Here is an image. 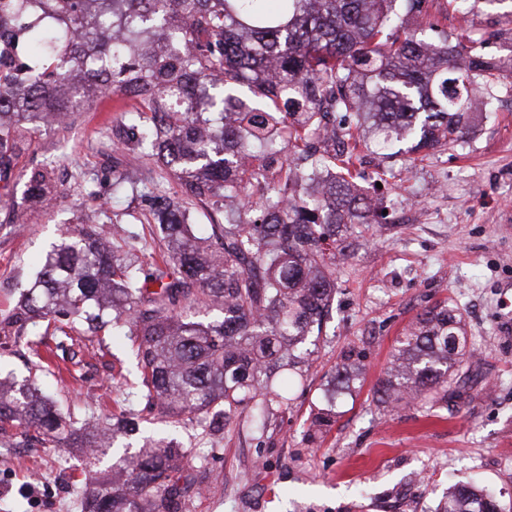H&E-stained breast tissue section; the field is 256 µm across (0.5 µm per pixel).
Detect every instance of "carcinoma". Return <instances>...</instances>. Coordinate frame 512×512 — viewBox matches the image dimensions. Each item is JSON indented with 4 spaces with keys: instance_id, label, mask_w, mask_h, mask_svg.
<instances>
[{
    "instance_id": "cac0c4a2",
    "label": "carcinoma",
    "mask_w": 512,
    "mask_h": 512,
    "mask_svg": "<svg viewBox=\"0 0 512 512\" xmlns=\"http://www.w3.org/2000/svg\"><path fill=\"white\" fill-rule=\"evenodd\" d=\"M0 0V180L20 132L64 121L114 93L138 107L112 126V192L140 200L157 223L162 262L139 261L142 237L121 242L83 224L46 252L39 279L0 326L46 323L74 340L80 326L132 342L137 395L164 429H227L247 412L267 429L307 371L336 291V247L353 224L387 216L355 181L361 145L384 158L463 147L480 107L503 93L504 64L441 28L436 15L497 9L505 0ZM70 85L83 99L62 93ZM342 112L347 126L329 125ZM294 151L284 155V144ZM143 154L178 186L122 168ZM262 195L253 200L252 188ZM27 193L47 199L34 170ZM204 204L208 236L192 207ZM470 352L459 310L418 314L375 394L389 404L448 402ZM361 355L345 351L326 384L333 405L356 389ZM334 416L313 414L309 437ZM80 425L34 383L0 380V442L32 430L89 459L120 430ZM185 454L159 434L93 482L75 479L83 512H176L173 474ZM439 512H506L492 491L448 488Z\"/></svg>"
}]
</instances>
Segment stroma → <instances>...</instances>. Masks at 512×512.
<instances>
[{
    "mask_svg": "<svg viewBox=\"0 0 512 512\" xmlns=\"http://www.w3.org/2000/svg\"><path fill=\"white\" fill-rule=\"evenodd\" d=\"M129 105L108 95L72 114L65 128H42L18 154L0 187V317L18 303L40 259L81 218L132 225L146 240L139 259L159 262V240L140 207L113 196L112 127ZM48 163L49 205L25 193L34 162ZM392 223L353 227L357 247L336 259V293L302 389L265 433L249 417L212 436L179 429L185 451L174 480L179 512H437L449 485L476 480L512 499V96L482 113L461 151L388 161ZM98 176L107 205L86 201ZM446 302L459 309L471 370L448 403L399 408L377 403L404 329ZM55 337L26 326L0 333V370L35 374L63 411L92 421L146 414L130 396L136 361L109 332L80 337L61 374L32 372ZM365 368L360 388L339 400L336 418L310 442V414L343 351ZM73 448L17 438L0 450V512H81L69 480L92 478Z\"/></svg>",
    "mask_w": 512,
    "mask_h": 512,
    "instance_id": "stroma-1",
    "label": "stroma"
}]
</instances>
